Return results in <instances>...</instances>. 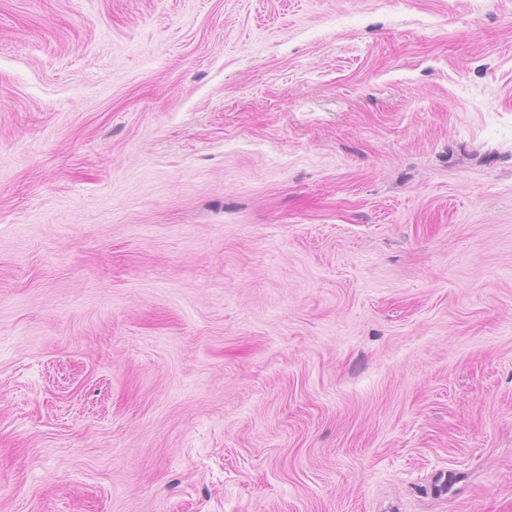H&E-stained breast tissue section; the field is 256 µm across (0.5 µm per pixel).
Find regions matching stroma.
I'll return each instance as SVG.
<instances>
[{
  "mask_svg": "<svg viewBox=\"0 0 512 512\" xmlns=\"http://www.w3.org/2000/svg\"><path fill=\"white\" fill-rule=\"evenodd\" d=\"M0 512H512V0H0Z\"/></svg>",
  "mask_w": 512,
  "mask_h": 512,
  "instance_id": "35a3bbf8",
  "label": "stroma"
}]
</instances>
